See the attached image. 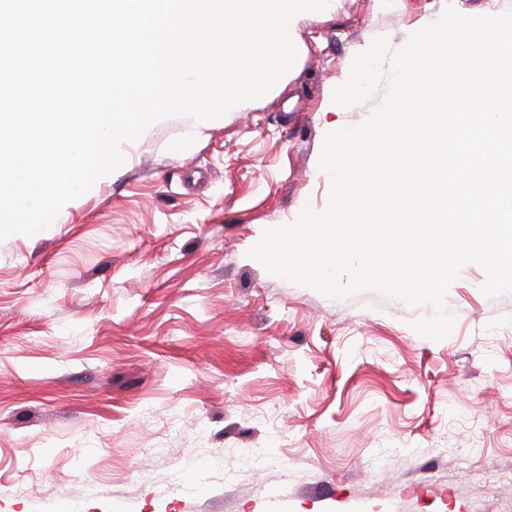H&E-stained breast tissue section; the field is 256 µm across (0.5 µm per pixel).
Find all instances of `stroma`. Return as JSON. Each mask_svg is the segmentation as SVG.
I'll list each match as a JSON object with an SVG mask.
<instances>
[{
  "label": "stroma",
  "mask_w": 512,
  "mask_h": 512,
  "mask_svg": "<svg viewBox=\"0 0 512 512\" xmlns=\"http://www.w3.org/2000/svg\"><path fill=\"white\" fill-rule=\"evenodd\" d=\"M449 4L512 9L337 0L266 95L156 123L48 229L0 241V512H512V294L467 264L434 341L410 326L430 307L331 299L247 255L326 208L323 138L374 108L326 112L323 91Z\"/></svg>",
  "instance_id": "35a3bbf8"
}]
</instances>
